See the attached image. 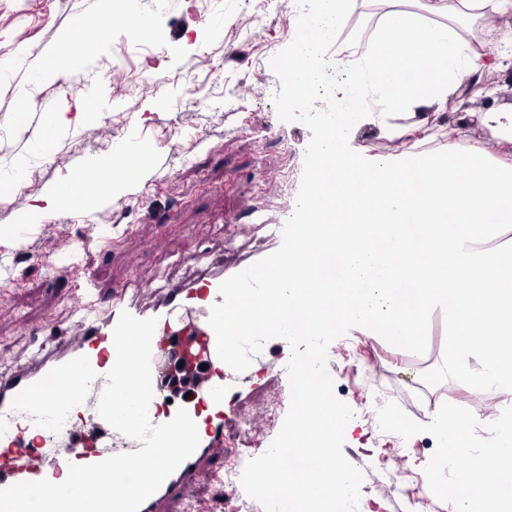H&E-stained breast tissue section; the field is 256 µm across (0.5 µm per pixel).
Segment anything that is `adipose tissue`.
Masks as SVG:
<instances>
[{"instance_id":"obj_1","label":"adipose tissue","mask_w":512,"mask_h":512,"mask_svg":"<svg viewBox=\"0 0 512 512\" xmlns=\"http://www.w3.org/2000/svg\"><path fill=\"white\" fill-rule=\"evenodd\" d=\"M351 0H310L306 17L316 35L288 51V84L295 95L316 89L320 72L343 75L330 95L335 107L317 140L327 158L318 177L327 199L321 223L311 225L304 245L335 257L341 278L319 282L311 265L292 258L279 287L263 289L248 309L256 323L271 315L289 320L315 313L320 327L341 326L381 335L403 348L421 346L425 324L440 311L448 329L446 367L468 389L512 386V250L496 240L512 224V151L459 149L461 129L448 132L447 148L431 153L417 178L386 161L353 180L342 165V134L368 114L399 110L440 116L457 105L463 78L501 66L492 49L475 47V31L492 32L493 20L512 11V0H418L417 7L384 14L373 33H359L332 48L330 37ZM125 176L121 164L91 178L75 171L70 187L47 197L50 208L81 206ZM425 193H418L414 180ZM456 231H449V224ZM481 225L471 233V225ZM413 282L403 297L401 282ZM478 369L468 370L469 361ZM512 473V431L503 433L455 483L435 466L425 469L434 494L451 495L457 512H512L500 478Z\"/></svg>"}]
</instances>
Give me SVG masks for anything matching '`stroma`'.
Masks as SVG:
<instances>
[{
	"label": "stroma",
	"instance_id": "obj_1",
	"mask_svg": "<svg viewBox=\"0 0 512 512\" xmlns=\"http://www.w3.org/2000/svg\"><path fill=\"white\" fill-rule=\"evenodd\" d=\"M391 0H355L335 41L375 27ZM108 12V0H0V51L22 53L0 63V376L32 364L45 346L74 330L72 295L92 279L99 305L113 291L151 307L165 288L192 286L224 272L235 246L246 260L266 248L261 227L245 220L260 211L267 223L295 203L311 133L281 121L272 103L280 83L269 61L289 44L298 7L289 0H127L112 41L70 52L75 20ZM150 33L135 36L133 20ZM56 56L53 76H28ZM126 81L94 124L76 123L88 91L108 89L114 72ZM463 104L448 109L444 126L461 112H485L512 100V72L483 73L461 88ZM67 123H59V114ZM402 112L345 128L346 163L384 152L401 158L420 131ZM136 149L144 159L139 181H125L76 210L36 211L85 160L105 165L114 150ZM241 221L226 224L227 215ZM421 349L404 350L382 337L347 332L328 348L336 396L355 416L343 452L364 480L359 512H455L451 498L430 494L422 465L439 447L429 426L440 412L479 409L467 454L493 444L512 420V388L466 390L440 358L448 341L441 314L425 326ZM289 344L267 341L259 354L268 376L245 381L235 404L249 425L229 426L224 475L204 473L196 488L201 512H261L241 485L238 462L257 457L279 433L290 406ZM379 366H372L370 356ZM404 415L398 428L374 415L372 395Z\"/></svg>",
	"mask_w": 512,
	"mask_h": 512
}]
</instances>
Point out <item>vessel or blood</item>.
Returning a JSON list of instances; mask_svg holds the SVG:
<instances>
[{
  "label": "vessel or blood",
  "mask_w": 512,
  "mask_h": 512,
  "mask_svg": "<svg viewBox=\"0 0 512 512\" xmlns=\"http://www.w3.org/2000/svg\"><path fill=\"white\" fill-rule=\"evenodd\" d=\"M219 285L213 278L193 289H167L163 302L150 310L114 295L105 311L85 310L82 334L73 342L38 359L34 368L1 378L0 489L57 480L73 461L90 465L138 450L137 441L114 430L96 411L105 375L116 359L113 329L127 312L158 319L152 339V423L175 416L164 406L161 384L168 361L182 356L200 368L197 404L188 410L200 443L139 512H175L191 501L200 472L219 464L225 425L237 418L232 397L239 375L218 357L216 335L208 323L212 306L222 300Z\"/></svg>",
  "instance_id": "obj_1"
}]
</instances>
